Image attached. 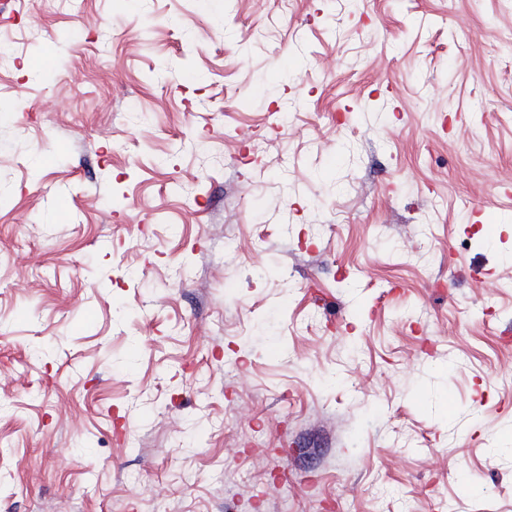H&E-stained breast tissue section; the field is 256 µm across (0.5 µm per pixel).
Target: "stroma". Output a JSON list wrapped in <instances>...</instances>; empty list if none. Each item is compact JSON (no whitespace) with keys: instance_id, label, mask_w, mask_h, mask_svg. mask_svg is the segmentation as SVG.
<instances>
[{"instance_id":"35a3bbf8","label":"stroma","mask_w":512,"mask_h":512,"mask_svg":"<svg viewBox=\"0 0 512 512\" xmlns=\"http://www.w3.org/2000/svg\"><path fill=\"white\" fill-rule=\"evenodd\" d=\"M0 512H512V0H15Z\"/></svg>"}]
</instances>
